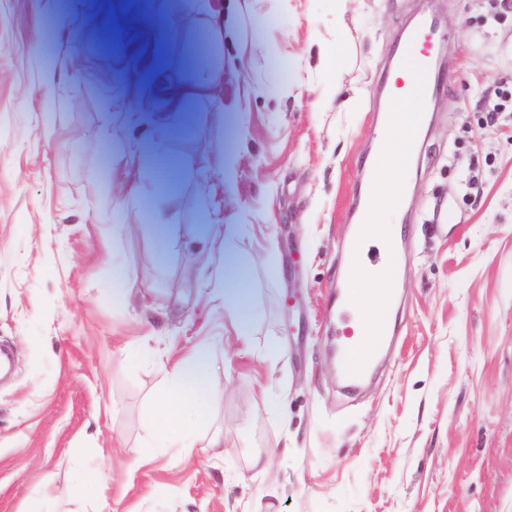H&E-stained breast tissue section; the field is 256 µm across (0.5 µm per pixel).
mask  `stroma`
Listing matches in <instances>:
<instances>
[{
	"mask_svg": "<svg viewBox=\"0 0 512 512\" xmlns=\"http://www.w3.org/2000/svg\"><path fill=\"white\" fill-rule=\"evenodd\" d=\"M426 13L448 61L395 218L397 334L347 394L330 299ZM0 345V512H76L84 467L110 512H512V0H0ZM202 348L223 398L191 452L143 458ZM349 45L346 37L338 33L336 38L325 41L320 47V61L329 89V98L322 104L327 106L342 90L343 70L341 62L347 57Z\"/></svg>",
	"mask_w": 512,
	"mask_h": 512,
	"instance_id": "1",
	"label": "stroma"
}]
</instances>
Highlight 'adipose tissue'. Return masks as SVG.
Masks as SVG:
<instances>
[{"instance_id": "1", "label": "adipose tissue", "mask_w": 512, "mask_h": 512, "mask_svg": "<svg viewBox=\"0 0 512 512\" xmlns=\"http://www.w3.org/2000/svg\"><path fill=\"white\" fill-rule=\"evenodd\" d=\"M223 392L224 384L206 351H198L192 360L175 365L169 373L168 389L155 399L146 415L144 455L170 448L191 450L204 403L218 399Z\"/></svg>"}]
</instances>
